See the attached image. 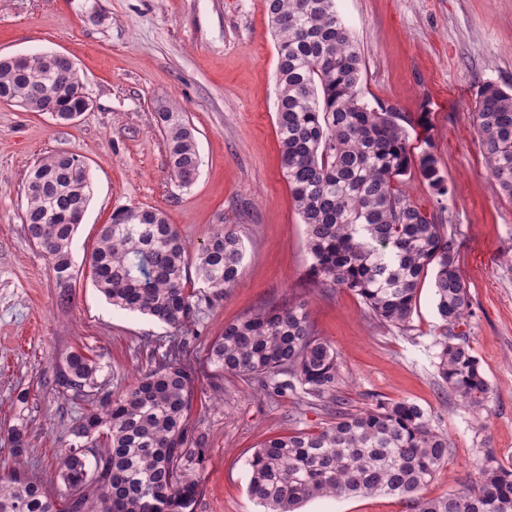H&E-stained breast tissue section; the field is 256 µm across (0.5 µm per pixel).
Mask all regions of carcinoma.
<instances>
[{
  "label": "carcinoma",
  "instance_id": "cac0c4a2",
  "mask_svg": "<svg viewBox=\"0 0 512 512\" xmlns=\"http://www.w3.org/2000/svg\"><path fill=\"white\" fill-rule=\"evenodd\" d=\"M276 40L279 95L277 136L283 175L305 225L312 284L347 288L369 317L410 329L416 296L433 271L442 332L437 377L459 400L485 408L490 384L466 340L448 335L469 307L468 287L454 240L443 225L400 188L415 170L438 199L448 181L430 138L409 151L412 118L359 94L362 56L336 10V0H263ZM80 74L33 55L0 63V102L23 100L27 111L57 112V122L84 106ZM170 178L194 182L200 155L193 128L168 106L158 113ZM473 123L488 174L512 200V87L487 82L478 91ZM78 155L55 153L28 174L23 223L46 254L56 283L74 278L73 243L79 215L92 195L91 176ZM245 256L241 237L218 224L199 249L196 276L219 297L238 282ZM95 288L115 308L137 311L176 331L190 326L201 298L187 291L186 245L165 212L119 209L101 227L86 257ZM173 338L155 366L121 395L97 383L99 361L68 353L59 367L62 395L88 406L73 420L59 457L55 495L16 468L0 477V512H194L204 448L188 423L192 374ZM220 371L287 391L301 404L320 405L330 421L318 430L271 437L247 461L248 492L265 512H298L326 497L384 494L411 512H512V465L487 454L470 487L437 497L424 494L448 461L451 444L431 414L407 401H379L364 409L339 406L341 370L336 349L320 339L305 300L271 303L224 326L208 348ZM13 456L28 447L23 422L7 430ZM93 462H88L87 454Z\"/></svg>",
  "mask_w": 512,
  "mask_h": 512
}]
</instances>
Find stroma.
Masks as SVG:
<instances>
[{
    "instance_id": "obj_1",
    "label": "stroma",
    "mask_w": 512,
    "mask_h": 512,
    "mask_svg": "<svg viewBox=\"0 0 512 512\" xmlns=\"http://www.w3.org/2000/svg\"><path fill=\"white\" fill-rule=\"evenodd\" d=\"M336 9L361 50V95L419 118L409 145L431 138L448 178L451 191L439 200L419 174L404 188L455 241L470 301L460 330L489 381L487 410L474 412L435 375L441 323L431 280L419 288L407 331L374 325L348 289L313 290L305 227L281 168L277 51L262 0H0V56H70L93 103L60 125L0 102V475L15 467L7 429L21 421L25 470L47 491L58 488L62 438L82 410L55 385L69 352L97 355L98 383L118 395L173 336L165 324L112 308L85 264L101 225L135 207L165 212L190 252L218 224L246 247L237 284L201 302L182 334L193 372L189 423L205 448L194 512H260L248 494L255 448L328 420L322 407L267 396L206 359L226 323L288 298L307 300L318 336L335 347L346 407L409 400L447 432L452 449L428 496L471 484L481 451L512 465V202L488 174L472 121L482 84H512V0H336ZM161 105L177 107L195 130L201 165L191 187L168 175ZM55 152L80 155L93 183L66 288L23 224L26 176ZM301 512L409 510L373 495L319 498Z\"/></svg>"
}]
</instances>
